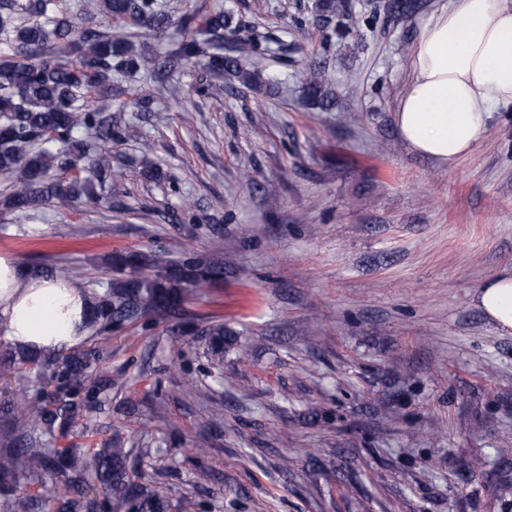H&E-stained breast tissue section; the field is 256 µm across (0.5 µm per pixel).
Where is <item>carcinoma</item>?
Wrapping results in <instances>:
<instances>
[{
    "instance_id": "1",
    "label": "carcinoma",
    "mask_w": 512,
    "mask_h": 512,
    "mask_svg": "<svg viewBox=\"0 0 512 512\" xmlns=\"http://www.w3.org/2000/svg\"><path fill=\"white\" fill-rule=\"evenodd\" d=\"M123 25L114 35L103 21ZM170 17L159 0H0V211L34 215L54 202H100L96 186L116 177L112 143L139 138L137 128L112 124L103 105L150 111V101L126 102L123 79L151 64L153 80L171 98L182 87L169 81L180 65L212 78L241 75L250 82L278 57L252 40L227 41L231 21L221 8L203 14L198 34L165 53L145 56V38L163 34ZM306 99L328 106L335 94L321 66L306 63ZM116 277L90 292L89 325L96 333L123 331L151 316L166 318L223 279L224 263L188 252L177 260L163 249L116 252ZM33 275L71 277L67 265L31 266ZM214 355L224 352V326L207 331ZM94 348L46 355L0 352V378L25 366L18 386L4 391L0 418V496L9 512H168L170 487L152 483L115 439L101 448L44 447L46 437H67L77 421L100 406L112 389V371ZM39 485V496L30 487Z\"/></svg>"
}]
</instances>
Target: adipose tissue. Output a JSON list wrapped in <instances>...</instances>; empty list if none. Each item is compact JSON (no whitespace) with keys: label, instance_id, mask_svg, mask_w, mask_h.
<instances>
[{"label":"adipose tissue","instance_id":"obj_1","mask_svg":"<svg viewBox=\"0 0 512 512\" xmlns=\"http://www.w3.org/2000/svg\"><path fill=\"white\" fill-rule=\"evenodd\" d=\"M396 111L415 153L449 164L469 154L495 109L512 106V0H447L424 19ZM478 308L512 332V274L476 292ZM89 298L79 283L30 275L0 254V331L14 347L59 352L88 339Z\"/></svg>","mask_w":512,"mask_h":512}]
</instances>
